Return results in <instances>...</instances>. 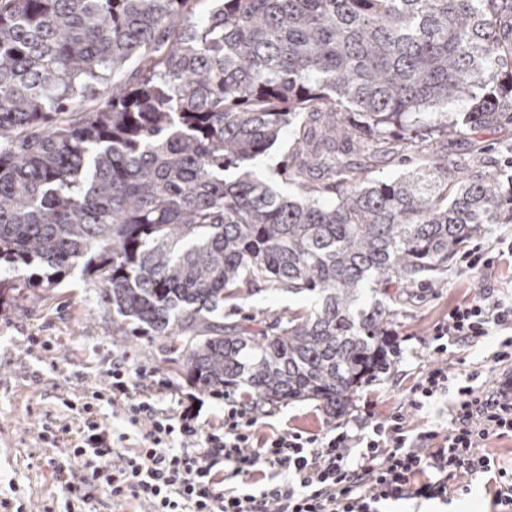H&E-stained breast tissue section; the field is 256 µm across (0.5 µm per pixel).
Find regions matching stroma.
Masks as SVG:
<instances>
[{"mask_svg":"<svg viewBox=\"0 0 512 512\" xmlns=\"http://www.w3.org/2000/svg\"><path fill=\"white\" fill-rule=\"evenodd\" d=\"M292 144L291 131H284L255 168L261 179L289 196L297 188L282 181L277 170L290 156ZM435 146L449 162L477 171L512 158V126L478 130L465 142L441 138ZM510 281V267L480 272L463 268L460 258H453L441 285L416 289L414 299L399 307L392 324L396 351L390 365L362 385L346 413L330 416L316 401L282 402L259 412L255 442L292 431L320 436L338 426L367 434L375 422L394 414L403 415L408 427L417 431L446 428L457 399L456 386H449L447 393L423 410L408 404L411 387L444 359L432 351L430 334L456 304ZM311 306L310 294H292L263 283L245 298L225 301L224 320L232 323L244 314L262 318L288 308L306 311ZM163 343L159 336L113 335L111 310L101 304L96 289L88 287L77 270L55 288L26 301L15 300L9 292L0 298V512H65L66 495L47 460L53 457L62 463L66 456L44 443L39 432L45 424L71 422L65 400L78 399L108 383L116 359H124L130 369H145V376L136 383L154 395L160 408L181 411L195 395L204 402L202 425L223 426L225 404L239 400V390L228 388L219 395L191 385L169 362ZM497 343V336L490 335L454 348L445 359L468 370L480 369L490 385L501 376L491 361ZM487 481V475L473 476L469 493H449L444 504L399 501L388 503L387 510L491 512Z\"/></svg>","mask_w":512,"mask_h":512,"instance_id":"35a3bbf8","label":"stroma"}]
</instances>
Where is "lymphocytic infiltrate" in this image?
Segmentation results:
<instances>
[{"instance_id":"1","label":"lymphocytic infiltrate","mask_w":512,"mask_h":512,"mask_svg":"<svg viewBox=\"0 0 512 512\" xmlns=\"http://www.w3.org/2000/svg\"><path fill=\"white\" fill-rule=\"evenodd\" d=\"M509 324L512 300L505 290H487L435 325L433 351L447 354L451 346ZM480 375L437 365L411 388L408 403L420 411L457 382L445 431L410 433L396 414L375 423L368 436L336 428L319 438L289 432L256 448L252 429L258 418L251 410L231 404L223 429L207 430L190 411H159L153 395L137 390L118 362L110 382L90 400L67 402L80 420L77 438H70L66 425L43 427L40 438L65 447L67 463L57 466V478L80 512H92L101 496L115 506L146 505L148 512H380L387 501L447 500L452 480L478 473L493 474L494 503L499 512H512V469L481 452L490 436L512 435V378L485 390L476 384ZM103 402L121 407L141 447L120 451L128 435L105 425L98 412ZM266 469L274 479L250 489L251 478Z\"/></svg>"}]
</instances>
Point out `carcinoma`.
<instances>
[{"label":"carcinoma","instance_id":"carcinoma-1","mask_svg":"<svg viewBox=\"0 0 512 512\" xmlns=\"http://www.w3.org/2000/svg\"><path fill=\"white\" fill-rule=\"evenodd\" d=\"M194 2L0 0V263L42 271L20 300L81 268L113 333L165 338L203 389L342 414L393 341L364 288L405 302L512 223V168L370 180L353 157L512 125V0ZM290 126L296 198L250 171ZM262 282L315 306L214 318Z\"/></svg>","mask_w":512,"mask_h":512}]
</instances>
